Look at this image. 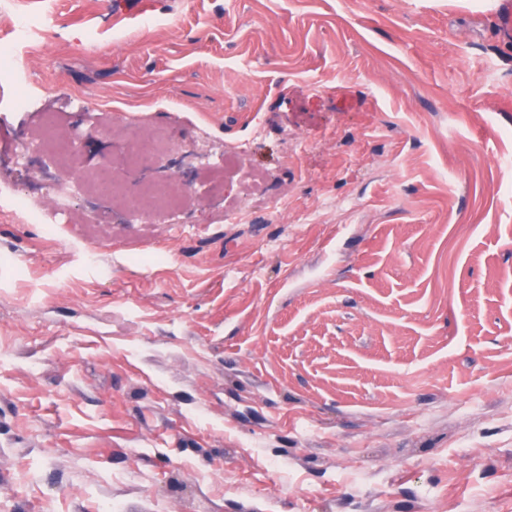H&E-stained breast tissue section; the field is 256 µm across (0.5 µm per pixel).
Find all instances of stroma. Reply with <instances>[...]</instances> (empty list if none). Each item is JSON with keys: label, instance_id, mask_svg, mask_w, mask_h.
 <instances>
[{"label": "stroma", "instance_id": "stroma-1", "mask_svg": "<svg viewBox=\"0 0 512 512\" xmlns=\"http://www.w3.org/2000/svg\"><path fill=\"white\" fill-rule=\"evenodd\" d=\"M493 9L0 0L29 97L0 85V191L42 218L0 208V512H512ZM133 126L184 223L94 190L53 215L42 186ZM68 133L79 164H18ZM202 143L257 182L190 167Z\"/></svg>", "mask_w": 512, "mask_h": 512}]
</instances>
